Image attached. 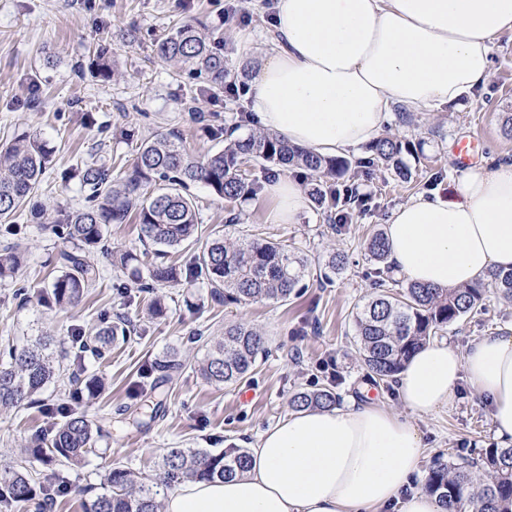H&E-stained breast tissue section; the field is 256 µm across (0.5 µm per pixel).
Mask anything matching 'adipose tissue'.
<instances>
[{"label":"adipose tissue","mask_w":512,"mask_h":512,"mask_svg":"<svg viewBox=\"0 0 512 512\" xmlns=\"http://www.w3.org/2000/svg\"><path fill=\"white\" fill-rule=\"evenodd\" d=\"M273 48L250 83L257 124L321 156L358 152L395 111L442 112L483 90L512 0H275ZM266 219L295 224L301 179L266 184ZM388 262L406 283L458 288L512 270V161L463 172L449 195L424 191L389 214ZM490 406L512 447V325L465 351L426 344L398 376L396 402L348 399L265 430L247 466L166 489L163 512H445L410 489L423 455L415 418L451 405L460 381Z\"/></svg>","instance_id":"obj_1"}]
</instances>
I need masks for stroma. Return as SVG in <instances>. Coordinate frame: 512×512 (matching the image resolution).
<instances>
[{
    "label": "stroma",
    "instance_id": "35a3bbf8",
    "mask_svg": "<svg viewBox=\"0 0 512 512\" xmlns=\"http://www.w3.org/2000/svg\"><path fill=\"white\" fill-rule=\"evenodd\" d=\"M272 4L273 0H0V142L27 132L52 151L37 192L13 223L0 224V248L14 243L25 248L16 275L0 283V350L52 335L56 360L107 382L103 394L82 405L99 431L97 451L81 467H59V475L74 491L59 497L52 512H84L85 502L107 492V474L115 464L149 476L170 448L249 447L288 415L289 400L299 391L327 387L342 404L364 388L369 398L394 400V384H369L354 342L356 307L375 292L367 275L365 242L383 229L392 209L416 193L450 192L461 173L456 162L460 141L474 143L479 166L512 153V137L504 131L512 116V37L505 35L496 42L490 78L477 100L465 99L446 111L386 128L387 136L420 143V157L408 161L413 178L403 183L384 170L359 176V188L372 197L367 210L354 213L342 230L332 231L328 213L313 207L299 223L271 224L266 220L265 194L231 203L204 185L192 187L206 232L222 234L230 242L248 236L290 244L303 249L315 268L324 267L330 253L344 254L346 265L325 286L307 288L302 296L282 303L224 306L212 301L203 282L167 284L158 290L169 305L167 315L151 320L146 299L125 302L127 273L94 250L87 259L98 268L100 279L78 306L61 309L35 299L20 300L17 289L47 287L61 273L55 256L65 243L50 224L58 210L85 204L77 168L105 163L113 174H120L137 146L159 133L177 134L192 155L214 152L220 143L190 123V103L225 129L240 135L258 133L247 97L211 87L185 67L157 58L152 45L174 25L193 23L219 41L227 79L235 81L241 69L256 72L272 48ZM228 13L233 21H225ZM237 32L250 35L249 49L234 41ZM101 49L111 55L116 70L109 81L89 68ZM118 313L139 320L141 334L117 343L106 359L77 357L70 335L93 334L101 318ZM230 322L246 323L265 336L268 352L244 382L216 387L197 374L196 366L207 353L208 341L222 336ZM511 322L512 303L491 289L477 312L439 331L437 338L463 351L478 337ZM174 351L186 363L184 372L169 384L156 419L136 422L137 412L150 403L139 391L144 368ZM61 389V382L53 381L40 396L41 407L0 414V464L21 461L33 477H45L46 467L29 458L26 447L33 433L56 422ZM416 425L425 445L414 480L418 488L436 460L474 457L494 443L489 407L466 386L452 406L417 419Z\"/></svg>",
    "mask_w": 512,
    "mask_h": 512
}]
</instances>
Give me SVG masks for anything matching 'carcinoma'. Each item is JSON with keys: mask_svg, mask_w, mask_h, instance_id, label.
I'll use <instances>...</instances> for the list:
<instances>
[{"mask_svg": "<svg viewBox=\"0 0 512 512\" xmlns=\"http://www.w3.org/2000/svg\"><path fill=\"white\" fill-rule=\"evenodd\" d=\"M156 55L167 62L187 65L204 75L214 87H224V54L215 42L198 28L184 23L156 44ZM92 70L109 80L114 75L112 58L97 52L90 62ZM192 121L203 124L212 139L224 140L222 149L203 158L190 156L181 143L159 135L140 145L124 182L112 188V171L105 166L88 165L77 171L81 187L88 192V205L62 211L57 224L66 226L71 247L58 253L57 263L64 272L50 287L35 291L38 300L60 308L77 306L99 280V272L84 259L85 250L98 248L112 257V265L129 272L137 293H148L163 283L189 284L205 281L211 297L226 305H245L262 300L286 302L300 294L308 260L298 247L279 243L246 240L228 243L216 236L206 240L186 268L152 265L148 276L140 269V257L106 238L110 224L126 220L131 206L137 207L140 240L166 249L188 246L202 238L204 230L190 187L202 183L218 197L235 202L257 195L259 185L249 177L250 163L272 166L279 172L303 169L316 176L330 175L331 184H317L308 190L312 202L328 211L339 207L336 186L353 182L356 170L382 167L394 172L402 182L411 179V168L403 161L416 153L410 141L383 136L366 147V156L351 161L344 157H322L288 144L275 133L236 137L223 127L206 122L198 112ZM51 151L34 135L23 134L0 143V223H8L37 190L49 162ZM372 264L368 275L377 279L380 290L371 300L356 307L354 327L359 354L368 377L389 382L410 357L439 331L471 314L482 302L486 289L493 287L512 302V271H492L463 288L448 289L408 284L393 291L383 234L366 242ZM24 254L15 247L0 250V281L9 279L21 266ZM137 327L125 315L104 320L94 335L72 336L77 356L89 352L98 359L109 352L117 340L128 341ZM50 340L42 339L21 350H10L0 362V412L40 403L42 389L56 374ZM267 350L266 339L245 324L224 328L196 368L202 378L215 385H233L244 379ZM185 369L175 356L155 360L144 370L153 378L152 389L163 395V387ZM70 397L79 401L99 394L101 381L79 372L69 376ZM295 411L329 408L336 405V393L328 388L295 393L289 402ZM60 421L48 434L33 437L28 455L47 467L59 462L81 464L94 450V433L86 415L69 405L59 410ZM244 448H170L162 456L158 472L150 479L134 471L113 466L108 473L109 492L85 504V512H159L160 491L184 480L211 481L235 475L245 467ZM474 464L435 463L429 470L426 492L438 497L447 512H512V447L485 449L481 458L482 478L475 477ZM72 491V484L51 473L37 483L23 467H0V508H26L38 500L51 503Z\"/></svg>", "mask_w": 512, "mask_h": 512, "instance_id": "cac0c4a2", "label": "carcinoma"}]
</instances>
